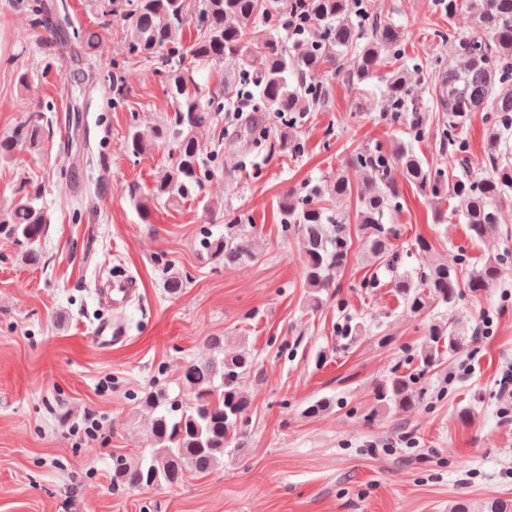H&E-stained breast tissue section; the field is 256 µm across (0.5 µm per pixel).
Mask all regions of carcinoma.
<instances>
[{
    "label": "carcinoma",
    "instance_id": "carcinoma-1",
    "mask_svg": "<svg viewBox=\"0 0 512 512\" xmlns=\"http://www.w3.org/2000/svg\"><path fill=\"white\" fill-rule=\"evenodd\" d=\"M368 0H121L120 8L106 12L103 27L117 19L131 58L146 61L164 81L171 98L172 115L143 130L130 127L126 151L139 157L146 151L168 149L166 163L145 189L132 183L126 195L143 223L159 201L177 202L200 192L208 178L241 166L239 156L216 153L203 157L196 129L235 109L237 95L248 91L257 99L258 115L233 119L235 127L219 137L233 140L241 132L256 149L277 147L297 155L303 144L295 132L307 112L322 109L330 80L345 79L359 93L356 109L377 112L379 119L399 136L389 146L366 145L352 152L342 169L324 180H309L284 192L277 211L284 232L295 236L304 259L307 307L316 311L332 295L336 275L345 266L352 247L347 215L335 209L338 199H356L355 224L359 248L389 276L397 296L413 315L432 308L455 307L472 294L491 287L503 267L490 258L471 266L466 255L456 262L430 263L399 270L395 264L397 232L394 217L401 209L396 175L435 205L434 218L443 220L440 204L458 202L453 213L466 224L473 240L500 232L501 206L512 201V0H435L442 13L453 17L469 10L473 28L465 35L437 30L441 42L455 44L458 64L448 66L405 55L407 32L396 23H383L368 9ZM194 28V39L184 41V31ZM224 72V81L203 91L200 71ZM124 66L112 62V104L124 102ZM438 120V152L455 158L465 169L470 148L463 137L469 116H486L484 151L489 171L448 175L447 167L430 161L416 144L430 135L432 113ZM44 113H29L24 124L0 138V159L16 151L36 150L45 134ZM360 172L359 183L349 170ZM210 224L224 223V236L205 230L201 247L210 257L231 269L259 259L250 234L236 219L214 217L203 204ZM50 223L42 191L26 182L15 190L12 206L0 210V238L22 249L29 262L42 259L40 242ZM475 337L449 321H435L416 358L419 374L434 367L445 355L470 346ZM212 355L189 360L176 385L148 391L141 405L152 414L147 448L133 459L116 455L112 479L132 489L178 484L187 473L206 474L224 463V456L239 448L246 434L240 431L249 401L242 387L255 370L245 350L224 351V337L210 336ZM415 375L392 373L375 386L371 415L409 412L419 405ZM192 394L185 403L181 394ZM477 512H512V500L485 501Z\"/></svg>",
    "mask_w": 512,
    "mask_h": 512
}]
</instances>
